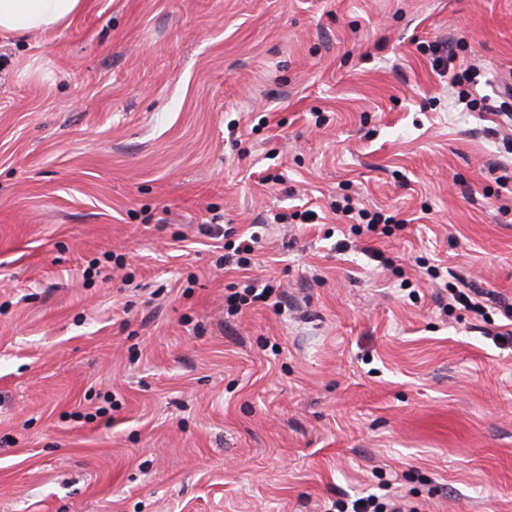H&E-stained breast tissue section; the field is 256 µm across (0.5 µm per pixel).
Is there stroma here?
I'll use <instances>...</instances> for the list:
<instances>
[{
  "instance_id": "stroma-1",
  "label": "stroma",
  "mask_w": 512,
  "mask_h": 512,
  "mask_svg": "<svg viewBox=\"0 0 512 512\" xmlns=\"http://www.w3.org/2000/svg\"><path fill=\"white\" fill-rule=\"evenodd\" d=\"M508 85L512 0H87L1 35L0 512L388 484L512 512L506 319L438 297L458 275L512 304ZM253 225L288 302L230 317L223 229Z\"/></svg>"
}]
</instances>
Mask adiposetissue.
Masks as SVG:
<instances>
[{
    "mask_svg": "<svg viewBox=\"0 0 512 512\" xmlns=\"http://www.w3.org/2000/svg\"><path fill=\"white\" fill-rule=\"evenodd\" d=\"M86 0H0V35L49 30L69 23Z\"/></svg>",
    "mask_w": 512,
    "mask_h": 512,
    "instance_id": "ef3b65f1",
    "label": "adipose tissue"
}]
</instances>
